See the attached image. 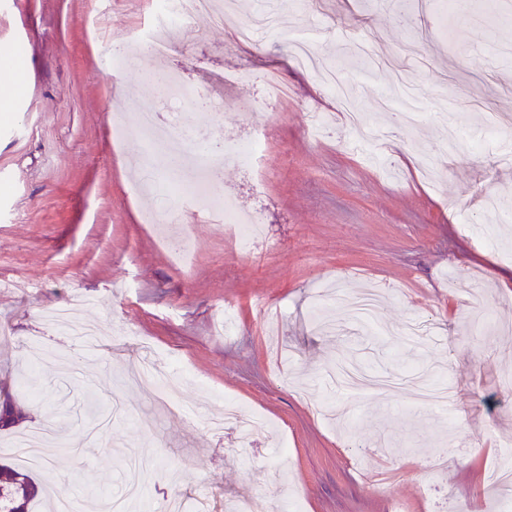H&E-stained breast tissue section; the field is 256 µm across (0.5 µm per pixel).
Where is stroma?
Returning <instances> with one entry per match:
<instances>
[{"label": "stroma", "instance_id": "1", "mask_svg": "<svg viewBox=\"0 0 512 512\" xmlns=\"http://www.w3.org/2000/svg\"><path fill=\"white\" fill-rule=\"evenodd\" d=\"M224 21L198 17L173 41L167 64L210 105L184 123L215 141L265 135L264 180L224 167L223 192L182 212L196 249L186 268L170 257L133 182L132 128L113 137L110 110L156 93L139 56L110 71L108 48L148 22L149 0H0V48L25 87L0 108V394L24 405L1 444L50 426L61 449L34 470L45 493L76 487L83 512L120 490L130 453L146 460L136 512H164L178 494L226 512L242 496L277 512H512L491 472L512 453V125L487 135L489 114L512 116V0L500 9L449 12L448 0H413L411 22L383 0H233ZM286 25L239 44L257 11ZM308 32L324 65L341 69L371 119L398 70L420 91L423 120L393 132L383 162L351 148L329 88L296 68L293 36ZM374 59L350 65L346 33ZM288 88L264 105L260 75ZM256 103L253 112L234 102ZM459 119L456 147L432 108ZM333 113L327 134L306 129L312 110ZM259 215L263 234L243 251L225 235L226 200ZM485 226L484 244L460 228ZM382 293L377 325L351 319L361 287ZM77 302L100 330L76 349L48 311ZM233 307L232 335L214 330ZM429 322L426 344L405 336ZM172 362L180 406L128 384L144 359ZM446 383L454 410L418 404L421 380ZM263 414L250 444L212 433L197 417L223 413L218 396Z\"/></svg>", "mask_w": 512, "mask_h": 512}]
</instances>
